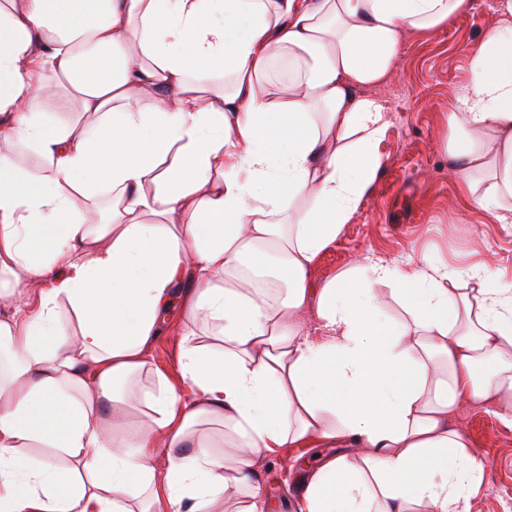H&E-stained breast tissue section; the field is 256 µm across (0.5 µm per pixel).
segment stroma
<instances>
[{
	"mask_svg": "<svg viewBox=\"0 0 512 512\" xmlns=\"http://www.w3.org/2000/svg\"><path fill=\"white\" fill-rule=\"evenodd\" d=\"M469 2V8L444 28L407 33L389 78L366 89V96L383 107L380 151L386 163L337 242L317 258L313 284H322L368 255L401 263L423 250L447 261H466L477 254L512 278V218L501 223L467 207L444 151L448 115L469 77L467 53L495 16L496 0ZM183 322L181 312H173L148 356L185 397L189 390L178 367ZM448 421L483 465L481 482L465 505L467 512H503L512 498V428L488 404L462 405ZM345 452L341 444L328 447L302 440L273 455H259L256 467L267 512H280L286 498L300 497L311 473Z\"/></svg>",
	"mask_w": 512,
	"mask_h": 512,
	"instance_id": "1",
	"label": "stroma"
}]
</instances>
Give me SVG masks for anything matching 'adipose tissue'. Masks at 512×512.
Segmentation results:
<instances>
[{
	"label": "adipose tissue",
	"mask_w": 512,
	"mask_h": 512,
	"mask_svg": "<svg viewBox=\"0 0 512 512\" xmlns=\"http://www.w3.org/2000/svg\"><path fill=\"white\" fill-rule=\"evenodd\" d=\"M466 7L0 0V512H224L231 489L236 512H263L256 458L299 440L353 449L310 477L301 512H463L482 468L448 418L512 399V280L425 254L316 288L309 273L385 163L382 106L360 88L389 77L406 32ZM224 58L223 88L207 85ZM468 68L445 149L461 196L503 221L512 0ZM71 107L79 119H61ZM19 146L37 176L15 165ZM101 187L118 204L86 223L77 200ZM177 293L188 400L140 384ZM205 422L232 430V468Z\"/></svg>",
	"instance_id": "ef3b65f1"
}]
</instances>
